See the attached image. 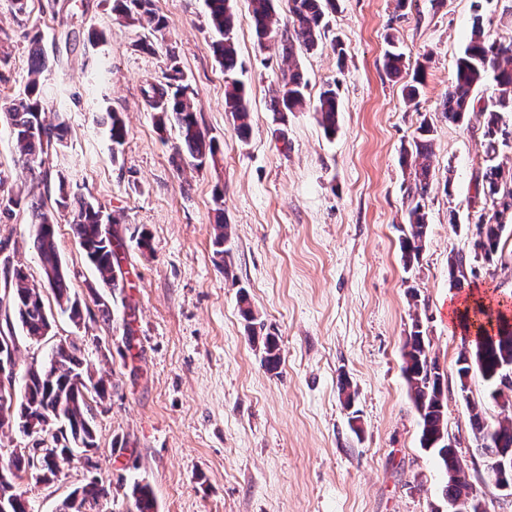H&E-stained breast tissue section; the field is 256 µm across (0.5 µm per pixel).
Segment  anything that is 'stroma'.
I'll list each match as a JSON object with an SVG mask.
<instances>
[{
	"label": "stroma",
	"mask_w": 512,
	"mask_h": 512,
	"mask_svg": "<svg viewBox=\"0 0 512 512\" xmlns=\"http://www.w3.org/2000/svg\"><path fill=\"white\" fill-rule=\"evenodd\" d=\"M166 36L117 19L112 0H0V102L29 80L28 34L39 33V81L49 122H64L63 147L47 177L18 163L0 114V201L41 197L53 210L70 293L85 321L54 308L41 340L16 331V372L48 363L73 345L108 396L95 405L97 446L89 459L59 464L45 481L24 476L33 512H59L91 480L109 486L96 512H126L134 483L149 485L155 512H446L445 476L420 444L421 427L402 372L413 321L443 375L448 435L488 512H512V490L484 486L486 462L469 427V403L488 424L512 417L479 372L460 381V334L448 307L460 299L448 277L451 254L470 253L484 208L483 119L445 120L441 104L474 21L512 42V0H336L328 39L283 59L259 43L247 0H235L234 45L250 93L251 133L240 141L224 110V71L212 48L204 0H154ZM153 39L155 50L139 48ZM404 67H384L389 47ZM185 72L197 117L217 144L202 167H174V129L160 131L145 103L148 83L169 59ZM425 79L404 100L418 63ZM307 82L306 107L278 129L271 88L288 69ZM339 92L338 127L326 137L312 107L327 86ZM128 135L114 146L110 113ZM433 143L434 179L425 199L428 234L405 268L401 224L413 176L402 164L421 123ZM114 219L122 285L102 321L93 292L104 285L86 260L71 216L56 210L59 177ZM231 227L225 256L214 252L217 218ZM147 234L150 245L137 244ZM26 209L0 219V243L31 284L45 287ZM247 294L263 334L239 308ZM281 363L267 370L263 335ZM348 380L355 396L339 389Z\"/></svg>",
	"instance_id": "obj_1"
}]
</instances>
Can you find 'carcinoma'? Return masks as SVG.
<instances>
[{
  "label": "carcinoma",
  "instance_id": "1",
  "mask_svg": "<svg viewBox=\"0 0 512 512\" xmlns=\"http://www.w3.org/2000/svg\"><path fill=\"white\" fill-rule=\"evenodd\" d=\"M292 30L277 36V0H248V8L259 42L279 39L278 46L285 57L294 55L295 47L308 50L317 48L326 37L329 13L335 9V0H291ZM210 24L217 39L213 42L214 54L224 69V109L231 113L237 137L245 142L251 133L249 93L237 79L238 57L233 42L235 12L232 0H206ZM112 11L128 18L144 21L154 32L166 28L165 20L157 15L154 0H113ZM45 67L39 49L30 50V73L34 78L27 83L23 95L3 102L0 111L8 120L16 141L20 160L30 170L45 164L49 150L63 145L65 128L47 122L42 89L35 76ZM492 80L498 91L493 100L478 108L484 117L485 168L481 172L482 193L491 202V213L484 215L475 225L473 233V257L457 253L448 260L451 285L463 288L468 282L470 259H480L495 266L502 258L512 224H505L499 217L512 213V176H504L500 165L494 163L502 146L512 140V123L504 114L512 112V43L504 45L489 38L481 23H475L470 40L456 63L455 79L448 87L442 103L444 117L452 123H460L475 109L473 91ZM307 83L299 72L283 77L281 85L269 101V111L274 120L285 122L287 113L294 112L305 103ZM189 84L175 58H169L164 80L151 83L144 90L147 106L161 113L160 128L174 123L179 145L171 159L176 167L184 164L200 167L205 159L217 151L214 140L209 138L197 119L196 108L188 94ZM319 124L326 135L336 133L338 100L336 90L328 88L321 94L315 106ZM420 138L414 140L413 186L410 187V207L407 223L401 225V249L405 268L419 262L428 232L426 213L422 201L428 195L431 179L429 163L432 153L431 140L426 138L430 127L421 124ZM112 143L120 145L127 136L124 122L112 114L110 124ZM13 207H27L35 217L34 248L37 250L49 288L55 293L60 309L75 324L83 321V311L78 299L70 297L67 272L58 252L52 215L43 211L41 201L17 198ZM56 207L72 213V230L87 259L99 272L102 282L113 288L119 287L116 278L117 257L113 249L116 235L112 233V219H104L99 206L71 190L64 180L58 181ZM13 207L3 209L10 216ZM13 291L9 305L16 315L22 331L31 338L46 336L52 329V312L45 307L41 292L27 284V275L18 266L9 272ZM496 323V331L489 334L482 321ZM462 347L456 359V371L461 389H466L465 379L471 371H478L492 387L491 397L502 406H511L512 381L505 382L504 370L512 365V324L507 312L477 301L465 310L460 318ZM429 342L420 330V322L414 321L412 331L403 343V373L409 386L415 408L420 418L421 446L432 451L444 471L453 469L459 459L458 452L448 447V431L445 422L442 374L435 360L428 354ZM263 364L269 371L278 369L281 357L275 337L267 336L263 342ZM107 392L103 381H93L82 369V362L75 347L60 345L45 367H29L23 376L21 400L14 404L13 423L26 430L39 428L51 420L62 423L59 432L51 433L53 458L50 473L56 474L58 460H70L85 455L96 447L92 395L102 399ZM470 429L476 440H492L495 448L512 456V418L489 426L482 412L471 408ZM32 469L24 451L15 452L7 463V472L13 481L23 479ZM473 486L465 477H447L442 489L445 499H467ZM80 494L79 506L72 499L64 503L63 512H93L107 490L97 480L75 489ZM133 512H155V501L146 486L134 485Z\"/></svg>",
  "mask_w": 512,
  "mask_h": 512
}]
</instances>
